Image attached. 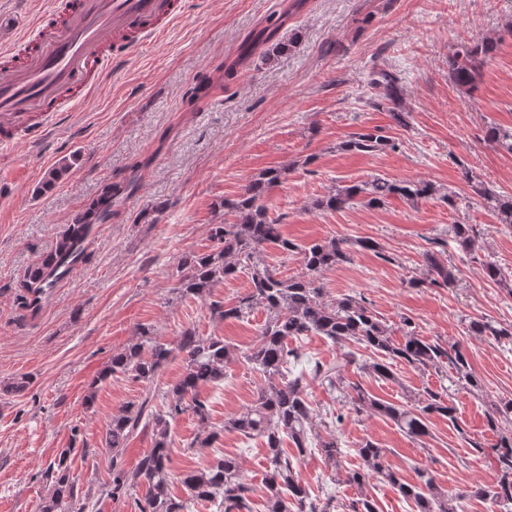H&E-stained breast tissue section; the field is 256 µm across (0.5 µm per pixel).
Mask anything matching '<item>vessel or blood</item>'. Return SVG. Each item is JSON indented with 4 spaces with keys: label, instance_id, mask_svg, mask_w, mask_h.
<instances>
[{
    "label": "vessel or blood",
    "instance_id": "vessel-or-blood-1",
    "mask_svg": "<svg viewBox=\"0 0 512 512\" xmlns=\"http://www.w3.org/2000/svg\"><path fill=\"white\" fill-rule=\"evenodd\" d=\"M183 0H47L12 41H0V151L51 132L112 74V65L162 36Z\"/></svg>",
    "mask_w": 512,
    "mask_h": 512
}]
</instances>
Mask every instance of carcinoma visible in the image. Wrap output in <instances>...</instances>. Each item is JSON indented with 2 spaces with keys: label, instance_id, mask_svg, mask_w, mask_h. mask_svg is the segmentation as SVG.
I'll return each instance as SVG.
<instances>
[{
  "label": "carcinoma",
  "instance_id": "obj_1",
  "mask_svg": "<svg viewBox=\"0 0 512 512\" xmlns=\"http://www.w3.org/2000/svg\"><path fill=\"white\" fill-rule=\"evenodd\" d=\"M495 48L491 39L460 44L448 57L450 80L467 90L475 87L484 60ZM371 85L377 89L374 105L379 108L396 104L401 96L400 78L394 73H378ZM485 141L511 153L512 127L489 125ZM388 146L389 138L377 130L355 133L344 144L346 150L359 153L378 152ZM71 167L68 159H62L59 166L46 173L43 187L55 185ZM283 175L282 170H267L247 184L235 199L224 203V207L235 214L236 222L211 225L209 237L213 250L188 254L178 263V293L201 299L209 295L215 283L238 273L247 274L249 288L235 304L226 306L213 302L210 310L224 320L244 319L260 308L266 311L256 343L239 350L222 338H203L187 328L178 336L177 343L172 344L143 327L134 343L112 356L103 373L105 378L120 374L149 383L171 359L180 355L184 363L181 377L164 391L166 402L162 409L152 407L153 395L148 392L139 403H129L112 414L106 423L105 447L112 451V467L102 494L117 501L130 496L137 486L146 485L145 497L134 500L135 512H184L185 505L170 491L171 422L190 413L201 428L209 426L210 408L208 401L200 398V390L224 381V367L231 361L243 360L266 381L252 405L224 421L226 431L263 440L269 463L264 482L265 512H330L331 502L319 503L302 484L297 461L315 449L335 470L343 454L334 434L315 445L311 442L313 408L305 392L304 375H292L291 366L299 361L300 354L288 346L289 340L315 335L334 344L362 345L376 355V359L368 363V370L380 378H392V368L397 363L424 371L429 368L437 371L447 366L454 373L453 383L478 386L461 349L453 344L445 347L416 335L411 319L402 320L404 339L399 341L362 299L346 294L332 301L325 299L320 283L322 274L351 262L355 251L379 252V245L369 238L342 237L301 247L284 237L281 224L268 217L264 204L268 189ZM472 189L494 203V210L503 223L512 224V196H497L481 182L473 183ZM434 192L435 187L429 181L375 177L361 184L335 188L318 205L334 211L350 208L357 202L380 207L392 199L414 205ZM111 197L112 184L109 183L85 203L74 224L56 241L52 253L57 258L65 261L77 252L86 257L78 237L110 214L102 204ZM453 235L460 250L470 251L474 239L469 225H454ZM267 244L278 246L286 255L300 254L304 266L302 274L288 278L279 276L264 258L263 248ZM424 263L430 284L446 286L455 281L456 269L441 262L436 253H426ZM53 287L52 274L30 270L18 285L20 304L33 309L38 296ZM468 330L475 336L512 342V325L497 327L489 321L473 319ZM313 374L328 387L343 391L348 410L358 416L386 417L413 440L429 435L428 421L433 415L456 423V407L445 390L429 391L420 404L409 408L382 400L359 384H344L338 365L325 369L317 364ZM143 424L152 428L153 445L143 453L136 467L128 470L118 461V456ZM286 441L295 448L291 458L283 448ZM357 453L362 466L345 474V483L358 491V498L350 503L351 512H376L366 492L375 477L387 481L404 498L413 501L417 512H457V500L467 496L492 506L512 504V434L500 436L488 454L491 466L497 470L494 484L476 483L457 496L440 489L425 469L418 471L419 483L403 481L389 464L387 449L370 439L358 444ZM72 455L73 449L64 448L40 470L41 479L51 487V495L42 502L40 512H91L94 509L93 503L78 499L77 485L71 476ZM181 483L191 500L214 503L217 512H252L250 487L236 456L215 455L202 467L183 473Z\"/></svg>",
  "mask_w": 512,
  "mask_h": 512
}]
</instances>
